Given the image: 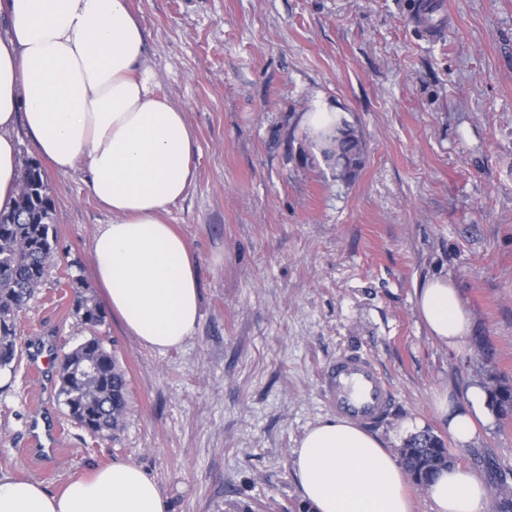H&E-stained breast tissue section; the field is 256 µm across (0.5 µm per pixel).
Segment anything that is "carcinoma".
<instances>
[{
  "instance_id": "1",
  "label": "carcinoma",
  "mask_w": 512,
  "mask_h": 512,
  "mask_svg": "<svg viewBox=\"0 0 512 512\" xmlns=\"http://www.w3.org/2000/svg\"><path fill=\"white\" fill-rule=\"evenodd\" d=\"M320 154L336 176L350 178L362 165V142L346 121L317 135ZM54 203L40 165L27 164L20 181L15 208L0 213V371L18 357L17 320L42 285L46 267L57 242ZM78 300L75 315L93 331L105 313L89 287L80 279L71 282ZM57 398L65 414L88 434L104 437L122 426L128 408V381L118 359L96 335L63 353L57 364ZM497 412L512 414V385L498 382L490 390ZM445 443L424 431L400 449V463L417 484L426 485L451 465Z\"/></svg>"
}]
</instances>
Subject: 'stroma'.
Masks as SVG:
<instances>
[{
  "mask_svg": "<svg viewBox=\"0 0 512 512\" xmlns=\"http://www.w3.org/2000/svg\"><path fill=\"white\" fill-rule=\"evenodd\" d=\"M444 2L443 21L412 0H129L160 91L199 145L169 208L196 264L199 321L160 352L106 317L93 333L129 380L123 426L93 438L68 420L55 365L39 373L33 358L92 333L70 283L94 285L91 240L112 217L85 165L46 171L57 250L0 372V475L55 492L127 462L168 512H309L291 452L330 416L322 372L336 356H367L390 382L396 403L372 431L393 450L424 430L448 439L438 394L512 382V0ZM308 112L358 129L352 179L323 161ZM430 276L451 277L473 315L463 347L418 315ZM451 454L512 478V418Z\"/></svg>",
  "mask_w": 512,
  "mask_h": 512,
  "instance_id": "stroma-1",
  "label": "stroma"
}]
</instances>
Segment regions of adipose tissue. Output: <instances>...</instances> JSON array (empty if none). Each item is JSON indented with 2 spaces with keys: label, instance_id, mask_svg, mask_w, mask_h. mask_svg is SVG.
<instances>
[{
  "label": "adipose tissue",
  "instance_id": "1",
  "mask_svg": "<svg viewBox=\"0 0 512 512\" xmlns=\"http://www.w3.org/2000/svg\"><path fill=\"white\" fill-rule=\"evenodd\" d=\"M0 212L16 205L17 133L57 171L86 165L87 190L112 216L92 239L93 275L107 308L142 344L182 345L199 318V289L186 239L169 205L192 182L199 150L183 109L158 90L144 35L127 0H0ZM417 309L439 342L460 346L473 319L451 278L426 279ZM457 446L494 419L487 390L435 399ZM312 512H413L408 475L381 440L340 418L308 428L292 451ZM424 491L433 512H496L484 479L454 464ZM0 512H167L157 483L115 462L62 491L0 475Z\"/></svg>",
  "mask_w": 512,
  "mask_h": 512
}]
</instances>
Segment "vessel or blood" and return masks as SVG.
<instances>
[{
    "label": "vessel or blood",
    "instance_id": "vessel-or-blood-1",
    "mask_svg": "<svg viewBox=\"0 0 512 512\" xmlns=\"http://www.w3.org/2000/svg\"><path fill=\"white\" fill-rule=\"evenodd\" d=\"M327 402L337 417L363 425L381 422L395 404L392 386L377 365L360 354H342L324 370Z\"/></svg>",
    "mask_w": 512,
    "mask_h": 512
}]
</instances>
